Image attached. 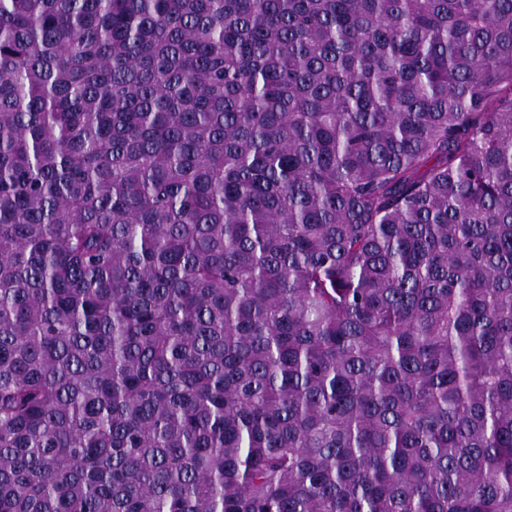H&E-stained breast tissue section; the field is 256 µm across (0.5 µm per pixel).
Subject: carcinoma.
Instances as JSON below:
<instances>
[{
	"label": "carcinoma",
	"instance_id": "cac0c4a2",
	"mask_svg": "<svg viewBox=\"0 0 512 512\" xmlns=\"http://www.w3.org/2000/svg\"><path fill=\"white\" fill-rule=\"evenodd\" d=\"M0 512H512V0H0Z\"/></svg>",
	"mask_w": 512,
	"mask_h": 512
}]
</instances>
